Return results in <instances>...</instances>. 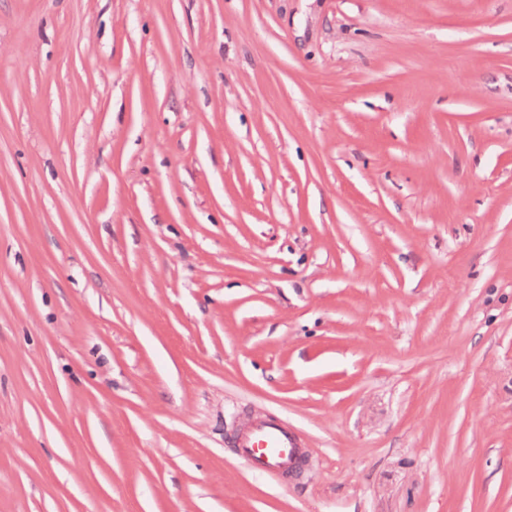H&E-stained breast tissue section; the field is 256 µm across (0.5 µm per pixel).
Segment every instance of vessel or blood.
I'll return each instance as SVG.
<instances>
[{
  "label": "vessel or blood",
  "instance_id": "vessel-or-blood-1",
  "mask_svg": "<svg viewBox=\"0 0 512 512\" xmlns=\"http://www.w3.org/2000/svg\"><path fill=\"white\" fill-rule=\"evenodd\" d=\"M234 444L253 469L299 476L307 454L299 436L279 419H260L238 432Z\"/></svg>",
  "mask_w": 512,
  "mask_h": 512
}]
</instances>
